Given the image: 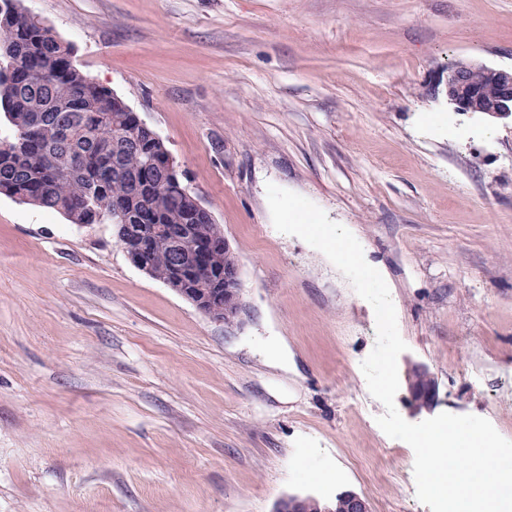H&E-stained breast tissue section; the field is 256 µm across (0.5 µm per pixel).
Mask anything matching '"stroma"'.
<instances>
[{
	"instance_id": "stroma-1",
	"label": "stroma",
	"mask_w": 512,
	"mask_h": 512,
	"mask_svg": "<svg viewBox=\"0 0 512 512\" xmlns=\"http://www.w3.org/2000/svg\"><path fill=\"white\" fill-rule=\"evenodd\" d=\"M21 5L165 144L238 258L245 310L213 321L113 225L0 195V512H273L345 491L431 512L360 368L374 310L275 229L270 183L386 281L399 414H472L512 440V121L454 111L446 87L463 59L512 69V0ZM419 371V379L418 372L415 373L414 377L416 383L411 387V395L413 400L419 407L423 408H431L437 399V389L435 383L431 379V377L427 374V372ZM413 382V383H414Z\"/></svg>"
}]
</instances>
